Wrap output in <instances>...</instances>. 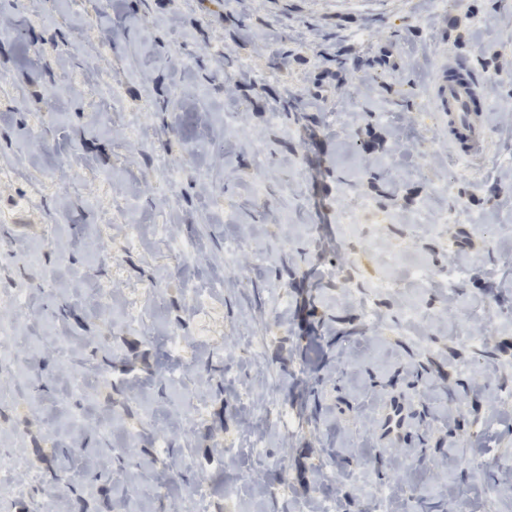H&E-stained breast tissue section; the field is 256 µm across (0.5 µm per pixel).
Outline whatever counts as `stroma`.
<instances>
[{"label": "stroma", "mask_w": 512, "mask_h": 512, "mask_svg": "<svg viewBox=\"0 0 512 512\" xmlns=\"http://www.w3.org/2000/svg\"><path fill=\"white\" fill-rule=\"evenodd\" d=\"M511 104L512 0H0L12 512H512ZM446 68L440 66L437 79L440 83L438 94L433 101L435 112L452 114L453 124L459 138L467 142V157L481 156L487 148L480 128L477 124L476 114L468 112L470 89L466 85L450 84L446 78Z\"/></svg>", "instance_id": "1"}]
</instances>
